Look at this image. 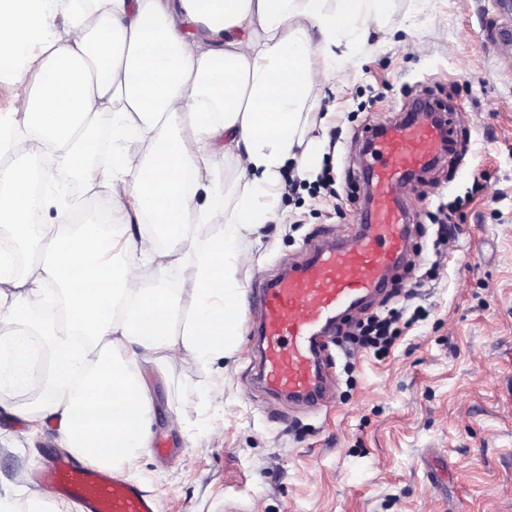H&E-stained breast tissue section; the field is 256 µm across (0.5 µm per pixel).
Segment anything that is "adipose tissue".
<instances>
[{
	"label": "adipose tissue",
	"mask_w": 512,
	"mask_h": 512,
	"mask_svg": "<svg viewBox=\"0 0 512 512\" xmlns=\"http://www.w3.org/2000/svg\"><path fill=\"white\" fill-rule=\"evenodd\" d=\"M391 0H0V72L36 61L21 128L0 145L25 154L0 169V235L35 262L26 276L0 251V390L26 386L29 347L50 354L27 420L53 422L58 444L119 471L149 446L152 402L140 373L191 359L209 367L238 334L248 243L280 224L282 175L307 171L320 129L305 112L333 87L352 43ZM200 27L191 40L187 30ZM112 113V165L94 171L89 120ZM244 189L224 209L219 159ZM40 168H33V161ZM103 180L106 224L51 205L57 172ZM216 224V237L193 227ZM155 287L133 282L141 266ZM191 309L174 318L183 297Z\"/></svg>",
	"instance_id": "1"
}]
</instances>
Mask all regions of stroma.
<instances>
[{
	"instance_id": "1",
	"label": "stroma",
	"mask_w": 512,
	"mask_h": 512,
	"mask_svg": "<svg viewBox=\"0 0 512 512\" xmlns=\"http://www.w3.org/2000/svg\"><path fill=\"white\" fill-rule=\"evenodd\" d=\"M499 22L496 0H393L354 45L344 83L318 109L330 117L321 164L335 197L315 193L316 174H305L281 197L287 223L260 228L256 261L241 274L233 355L206 370L184 359L143 374L153 445L124 474L158 512H512V47L490 46ZM420 96L449 108L454 138L400 188L410 237L391 292L337 321L326 406L266 395L255 378L257 288L358 223L366 133ZM59 179L68 208L100 209L111 191ZM455 200L451 228L441 227L438 207ZM413 285L417 296L405 299ZM391 312L400 334L387 356L343 352L354 323ZM214 387L223 401L208 400ZM41 395L33 382L0 393V494L13 492L16 512L29 496L74 512L31 479L61 453L56 424L14 413ZM21 430L31 436L19 444Z\"/></svg>"
}]
</instances>
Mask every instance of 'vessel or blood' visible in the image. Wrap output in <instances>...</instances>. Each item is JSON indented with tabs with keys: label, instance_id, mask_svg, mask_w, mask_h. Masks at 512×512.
Masks as SVG:
<instances>
[{
	"label": "vessel or blood",
	"instance_id": "1",
	"mask_svg": "<svg viewBox=\"0 0 512 512\" xmlns=\"http://www.w3.org/2000/svg\"><path fill=\"white\" fill-rule=\"evenodd\" d=\"M367 139L370 205L354 243L315 248L262 288L261 379L267 391L293 401L319 400L327 382L319 361L324 334L341 314L381 294L404 258L409 226L396 187L433 162L451 143L452 128L428 104L384 130H370ZM40 481L78 512H156L154 498L136 483L71 459H53Z\"/></svg>",
	"mask_w": 512,
	"mask_h": 512
}]
</instances>
